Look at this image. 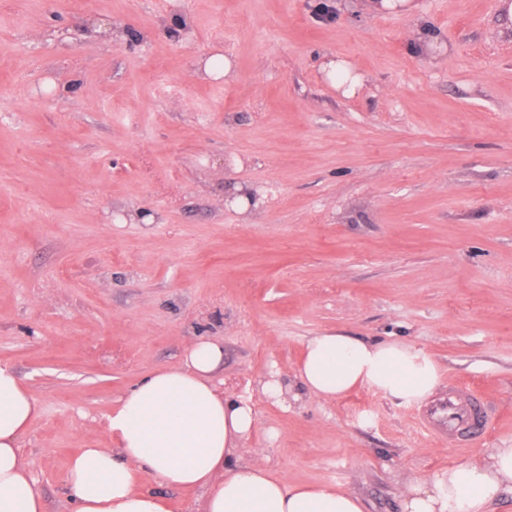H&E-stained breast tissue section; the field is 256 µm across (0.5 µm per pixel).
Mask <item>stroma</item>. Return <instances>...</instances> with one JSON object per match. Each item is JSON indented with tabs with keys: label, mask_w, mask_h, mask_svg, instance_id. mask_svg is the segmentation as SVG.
<instances>
[{
	"label": "stroma",
	"mask_w": 512,
	"mask_h": 512,
	"mask_svg": "<svg viewBox=\"0 0 512 512\" xmlns=\"http://www.w3.org/2000/svg\"><path fill=\"white\" fill-rule=\"evenodd\" d=\"M412 5L0 0V363L41 405L21 448L46 512H71L68 461L111 446L124 393L200 338L255 408L239 462L365 512L512 446V19ZM218 54L231 80L198 74ZM325 54L364 85L337 91ZM327 333L421 349L437 395L471 384L500 421L454 448L420 404L309 395Z\"/></svg>",
	"instance_id": "obj_1"
}]
</instances>
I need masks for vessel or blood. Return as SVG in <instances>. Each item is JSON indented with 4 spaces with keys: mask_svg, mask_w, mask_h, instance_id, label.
Listing matches in <instances>:
<instances>
[{
    "mask_svg": "<svg viewBox=\"0 0 512 512\" xmlns=\"http://www.w3.org/2000/svg\"><path fill=\"white\" fill-rule=\"evenodd\" d=\"M420 417L436 434L447 436L449 445L463 447L489 433L498 413L475 390L458 384L449 388L447 397L425 405Z\"/></svg>",
    "mask_w": 512,
    "mask_h": 512,
    "instance_id": "1",
    "label": "vessel or blood"
}]
</instances>
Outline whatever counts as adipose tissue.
Here are the masks:
<instances>
[{
  "mask_svg": "<svg viewBox=\"0 0 512 512\" xmlns=\"http://www.w3.org/2000/svg\"><path fill=\"white\" fill-rule=\"evenodd\" d=\"M223 344L200 339L181 367L155 372L121 398L109 417L112 448H84L69 461L65 482L73 512H170L165 499L140 488L142 473L202 490V512H364L339 486L291 485L257 462L234 456L256 427L249 399L225 397L214 380ZM307 392L335 399L367 387L405 403L430 396L439 383L433 360L400 342H366L341 333L310 338L298 365ZM41 411L13 368L0 365V512H45L20 440ZM512 488V448L460 463L428 485L412 484L404 512H487Z\"/></svg>",
  "mask_w": 512,
  "mask_h": 512,
  "instance_id": "obj_1",
  "label": "adipose tissue"
}]
</instances>
